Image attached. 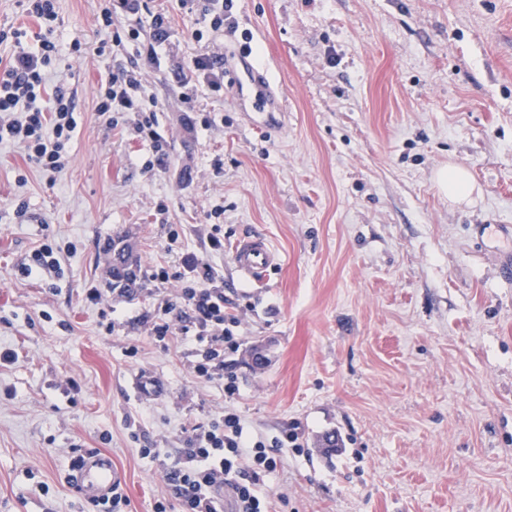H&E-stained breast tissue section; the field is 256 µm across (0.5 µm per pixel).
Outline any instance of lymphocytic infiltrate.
<instances>
[{
	"label": "lymphocytic infiltrate",
	"instance_id": "obj_1",
	"mask_svg": "<svg viewBox=\"0 0 512 512\" xmlns=\"http://www.w3.org/2000/svg\"><path fill=\"white\" fill-rule=\"evenodd\" d=\"M22 2L39 28L33 32L0 26V45L12 49L8 63L0 66V145L19 146L30 166L51 179L70 162L68 147L80 115L73 95L61 88H47L48 68L63 50L56 36L57 0ZM120 11L145 15L151 37L142 44L138 61L101 78L96 90L97 110L108 115L113 126L122 114L139 113L135 131L151 141L154 153L162 160L167 156L165 144L153 128L157 102L146 91L143 67L157 65L158 49L169 37L168 25L165 16L148 12L145 0H108L100 13L97 53H104L109 45H120L123 38H138L135 28L124 35L113 30L112 16ZM178 277L184 283L179 299L192 314L194 338L201 346L194 370L201 377H223L224 394L233 397L238 384L234 373L225 372L224 357L240 347L235 334L239 319L224 311L220 274L208 261L188 253L181 257ZM297 440L294 433L269 443L252 439L245 435L240 415L232 410L208 425L193 426L185 447L163 465L179 512H224L228 496L234 500L235 512H273L266 480L277 466V448Z\"/></svg>",
	"mask_w": 512,
	"mask_h": 512
}]
</instances>
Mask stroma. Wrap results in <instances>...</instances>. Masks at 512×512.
Returning a JSON list of instances; mask_svg holds the SVG:
<instances>
[{"mask_svg":"<svg viewBox=\"0 0 512 512\" xmlns=\"http://www.w3.org/2000/svg\"><path fill=\"white\" fill-rule=\"evenodd\" d=\"M147 6L169 19L147 72L163 165L147 168L137 113L112 128L96 109L101 76L136 57L129 41L96 54L101 0L58 2L50 80L81 114L69 166L51 182L0 147V348L19 355L0 366V512H92L67 480L84 448L123 472L125 512H153L170 491L142 449L175 455L228 407L251 438L297 433L267 480L282 512H512V280L496 255L512 246L496 230L512 225V0H237L235 28L199 40L177 0ZM247 50L285 98L276 119L190 71L208 53L242 72ZM451 165L473 178L467 201L437 184ZM118 232L140 265L124 296ZM252 235L279 257L257 284L233 261ZM45 244L61 274L23 276ZM185 253L219 270L240 319L231 399L195 373L192 337L152 334Z\"/></svg>","mask_w":512,"mask_h":512,"instance_id":"35a3bbf8","label":"stroma"}]
</instances>
